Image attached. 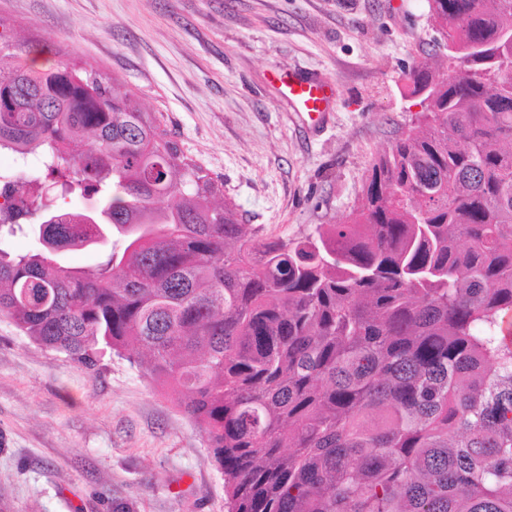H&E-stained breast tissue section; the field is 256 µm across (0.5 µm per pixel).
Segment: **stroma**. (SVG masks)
Masks as SVG:
<instances>
[{
  "mask_svg": "<svg viewBox=\"0 0 512 512\" xmlns=\"http://www.w3.org/2000/svg\"><path fill=\"white\" fill-rule=\"evenodd\" d=\"M427 0H0L50 68L116 79L241 223L293 238L345 220L374 159L417 120L403 73L436 32ZM330 78L311 125L271 71ZM227 512L208 442L126 358L94 368L0 318V512Z\"/></svg>",
  "mask_w": 512,
  "mask_h": 512,
  "instance_id": "stroma-1",
  "label": "stroma"
}]
</instances>
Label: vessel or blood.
Segmentation results:
<instances>
[{"instance_id":"b4317fda","label":"vessel or blood","mask_w":512,"mask_h":512,"mask_svg":"<svg viewBox=\"0 0 512 512\" xmlns=\"http://www.w3.org/2000/svg\"><path fill=\"white\" fill-rule=\"evenodd\" d=\"M273 79L287 106L310 123H319L334 100L335 88L329 79L306 78L289 70L276 72Z\"/></svg>"}]
</instances>
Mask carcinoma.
Segmentation results:
<instances>
[{"label": "carcinoma", "mask_w": 512, "mask_h": 512, "mask_svg": "<svg viewBox=\"0 0 512 512\" xmlns=\"http://www.w3.org/2000/svg\"><path fill=\"white\" fill-rule=\"evenodd\" d=\"M404 72L418 125L357 208L284 241L91 70L38 69L0 18V317L88 366L106 351L171 388L224 473L228 512H512V0H428ZM94 250L89 269L61 261Z\"/></svg>", "instance_id": "cac0c4a2"}]
</instances>
